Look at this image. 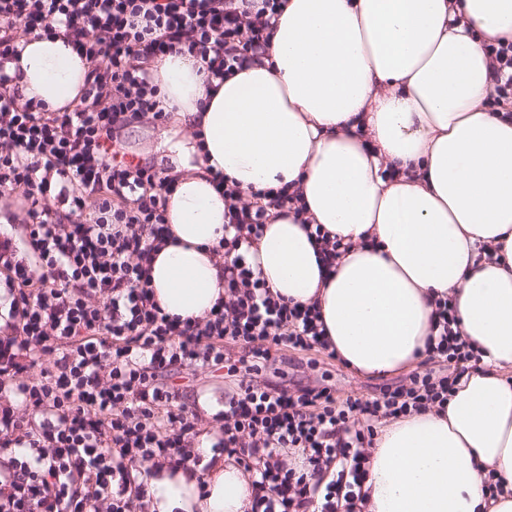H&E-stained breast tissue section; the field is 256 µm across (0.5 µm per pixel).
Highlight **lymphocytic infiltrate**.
Wrapping results in <instances>:
<instances>
[{"label": "lymphocytic infiltrate", "instance_id": "lymphocytic-infiltrate-1", "mask_svg": "<svg viewBox=\"0 0 512 512\" xmlns=\"http://www.w3.org/2000/svg\"><path fill=\"white\" fill-rule=\"evenodd\" d=\"M283 0H0V196L21 202V241L0 237L10 300L0 338V512H133V468L163 459L196 472L194 415L163 380L171 368L223 371L219 446L253 478L249 512H341L362 499L367 450L382 421L444 407L476 355L440 299L428 352L451 373H415L379 396L337 400L330 387L288 390L268 374L279 353L324 350L311 306L273 293L247 260L295 194L224 192V297L183 320L149 286L150 255L174 188L153 167L122 161L131 122L165 118L155 62L186 53L208 79L266 53ZM63 33L91 69L80 104L49 112L21 99V36ZM486 104L512 118V41L485 46ZM240 348L232 357L225 345ZM49 368H41L42 360Z\"/></svg>", "mask_w": 512, "mask_h": 512}]
</instances>
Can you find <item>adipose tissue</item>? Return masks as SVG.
I'll return each instance as SVG.
<instances>
[{
	"label": "adipose tissue",
	"mask_w": 512,
	"mask_h": 512,
	"mask_svg": "<svg viewBox=\"0 0 512 512\" xmlns=\"http://www.w3.org/2000/svg\"><path fill=\"white\" fill-rule=\"evenodd\" d=\"M495 37L512 40V0H286L268 52L219 87L187 54L154 67L186 132L165 139L173 239L150 271L165 313L204 317L224 293L218 171L244 195L298 192L311 223L349 243L326 271L287 214L248 257L272 291L319 311L359 375L415 369L436 300L455 306L479 361L445 409L379 429L365 512H512V119L484 104ZM21 45L6 70L24 99L73 109L90 62L54 34ZM143 483L148 512H246L252 494L227 458L200 480L165 462Z\"/></svg>",
	"instance_id": "adipose-tissue-1"
}]
</instances>
